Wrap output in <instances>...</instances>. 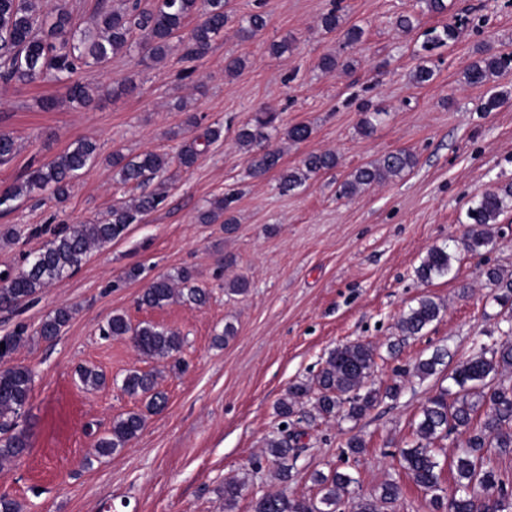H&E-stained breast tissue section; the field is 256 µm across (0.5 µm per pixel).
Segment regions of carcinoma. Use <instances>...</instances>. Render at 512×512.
Segmentation results:
<instances>
[{"label":"carcinoma","instance_id":"cac0c4a2","mask_svg":"<svg viewBox=\"0 0 512 512\" xmlns=\"http://www.w3.org/2000/svg\"><path fill=\"white\" fill-rule=\"evenodd\" d=\"M202 16V21L189 32H184L187 20ZM230 15L227 0H152L151 7H141L140 0H125V7L116 8L112 0H99L93 26L75 29L69 12L52 4V0H0V79L5 82L32 83L51 78L67 84V101L84 107L91 101L87 87L72 81L83 66H102L120 52H137L143 59L157 62L176 48L182 57L198 60L205 57L215 36L224 30ZM266 26L265 16L252 13L240 31L253 37ZM455 37L448 25L422 45L429 51ZM352 63L339 54L321 58L320 68L332 72L348 69ZM512 66L507 55L487 53L472 61L463 73L466 84L485 86ZM512 100V92L491 90L483 109L491 112ZM358 132L371 135L382 121L384 112L365 107ZM278 115L266 109L256 112L250 123L238 133L237 141L248 154V171L253 177H262L271 171H280V187L292 191L304 184L312 174L329 172L338 165L332 152L310 153L302 167L284 169L280 154L275 150H255V147L278 131ZM201 153L200 142L191 139L180 148L179 166L191 168ZM97 159V145L78 140L50 161L30 171L24 180L0 193V210H8L13 202L33 190H48L58 201L65 200L73 179ZM416 164L414 154L405 150L389 153L357 168L337 187L341 198H352L363 189L401 176ZM168 159L156 152H145L128 157L121 151L112 153V167L117 169L124 183H141L163 175ZM139 194L132 201L112 206L106 217L98 222L66 228L33 253L27 267L18 272H6L0 277V308H11L34 298L45 285L61 280L82 265L94 247H102L122 239L130 225L136 224L154 210L163 200L161 189ZM512 201V184L489 190L467 211L471 227L463 240L464 249L478 254L492 243L488 227L499 223L500 216ZM203 224L222 222L224 230H232L236 223L229 214L228 205L215 201L202 212ZM454 254L446 246L431 248L417 269L418 277L431 281L448 275ZM488 279L501 291L496 296L500 306L512 312V276L490 270ZM207 292L195 282L193 271L184 268L176 274L157 277L138 298V305L154 309L173 302L200 306L205 304ZM442 303L425 296L404 312L397 323L405 337L416 336L440 317ZM72 311L59 307L50 313L36 329L35 335L52 341L70 322ZM106 338L129 339L141 356L158 361H170L181 368L179 354L185 339L179 333L151 323L133 325L124 313H115L100 327ZM29 337L28 327L16 325L0 336V360L14 354ZM376 349L364 342L340 345L329 351L316 375L315 383L297 382L290 385L276 404V414L285 428L278 429L265 440L264 458L276 466L281 480H288L303 448L299 440L303 432L291 429L305 420L336 418L357 420L379 401L380 392L374 388ZM512 371V336L507 334L498 345L482 344L460 361L448 376L451 385L427 399L416 424V443L399 450V463L415 484L431 494L436 512H512V494L489 455V449L512 453V384L501 376ZM83 386L98 388L106 378L100 371L83 366L78 369ZM34 384V373L22 365L0 368V463L18 462L30 447L29 434L19 427L18 418L24 413ZM121 390L130 397L145 402L146 410L156 412L167 404L166 395L158 390V374L151 371L130 370L121 380ZM312 402V410H303V404ZM145 425L141 412H128L112 420L107 433L98 438L95 453L108 457L124 450L137 438ZM456 433L462 436L463 451L448 463L456 472L455 489L449 496L441 494L442 467L433 445ZM320 486L318 500L291 498L283 492L265 493L257 498L253 512H336L345 503L349 512H385L397 502L401 488L395 481L381 485L375 497L355 494V479L335 472L329 476L317 474ZM246 482L242 479L224 481V510L231 509L242 495Z\"/></svg>","mask_w":512,"mask_h":512}]
</instances>
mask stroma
Returning a JSON list of instances; mask_svg holds the SVG:
<instances>
[{"mask_svg":"<svg viewBox=\"0 0 512 512\" xmlns=\"http://www.w3.org/2000/svg\"><path fill=\"white\" fill-rule=\"evenodd\" d=\"M446 3L437 15L421 0H229L233 22L201 60H183L175 51L146 66L137 54L120 53L107 66L79 72L77 81L97 95L87 108H71L65 88L51 82L0 84V131L18 146L0 162V190L76 140L96 142L99 152L64 203L45 191L0 212V271L23 267L26 255L60 228L101 219L113 203L136 196L135 186L122 184L109 166L113 151H153L173 160L165 198L124 239L93 251L75 274L48 284L15 312L0 311V335L19 322L36 329L62 306L73 311L54 341L33 339L11 358L35 374L19 420L30 448L18 464L0 468V494L22 512H224V481L238 477L246 486L233 512H251L253 500L268 492L317 498L315 473L339 470L356 479L355 491L365 497L386 481L399 483L394 512H431L429 494L395 453L414 441L423 404L448 387L474 344L498 338L505 313L486 273L512 274V208L481 253L461 244L473 201L512 184V102L483 111L486 88L462 79L479 49L512 55V0ZM333 8L344 26L363 27L360 43L347 47L341 35L322 31L320 19ZM257 11L266 17L264 31L242 38L237 20ZM403 15L415 17L422 31L456 29L455 39L429 57L435 75L424 84L412 80L420 59L415 35L396 25ZM281 40L289 50L278 55L270 45ZM331 52L352 58L353 68L323 72L320 60ZM230 56L245 62L239 76L224 71ZM121 82L127 93L109 96ZM368 104L385 117L363 137L357 124ZM261 106L279 115L281 133L263 146L280 151L283 167L331 150L336 170L290 192L281 190L277 172L251 178L237 133ZM191 114L197 126H187ZM298 123L313 133L294 144L283 131ZM216 126L221 139L190 169L175 165L183 140ZM398 150L416 156L410 173L350 200L337 196L343 176ZM218 198L230 201L233 233L199 220ZM442 245L456 254L452 271L418 279L427 251ZM133 267L139 276L127 278ZM185 267L208 289L205 305L138 307L155 277ZM238 274L249 278V293L227 294L226 280ZM424 296L442 303L438 321L423 335L401 336L399 317ZM116 312L179 332L187 370L139 356L128 339H101L100 326ZM228 324L234 336L215 345ZM356 341L377 348L376 387L398 381L400 395L355 421L305 426L306 450L289 480L280 481L261 461L265 439L279 424L277 401L293 382L313 379L330 349ZM437 352L444 358L433 375H412L419 360ZM81 365L102 370L107 384L83 387L76 375ZM132 369L159 371L167 405L146 413L142 432L122 452L95 459V442L113 418L141 407L120 389ZM354 433L366 441L358 455L344 451Z\"/></svg>","mask_w":512,"mask_h":512,"instance_id":"1","label":"stroma"}]
</instances>
